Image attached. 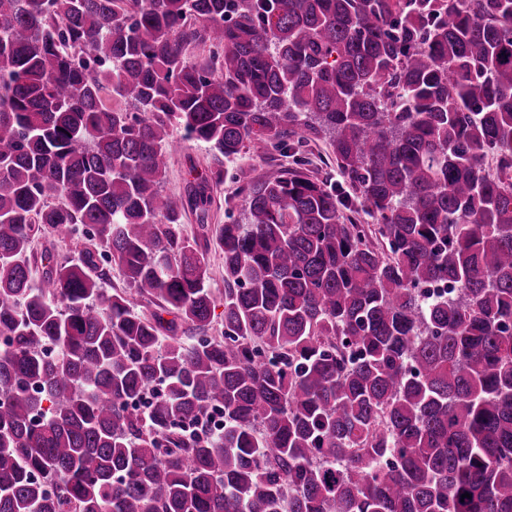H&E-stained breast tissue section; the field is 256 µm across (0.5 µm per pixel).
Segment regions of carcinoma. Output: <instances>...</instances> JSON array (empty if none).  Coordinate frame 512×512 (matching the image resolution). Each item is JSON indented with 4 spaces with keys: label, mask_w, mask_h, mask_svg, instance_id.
Instances as JSON below:
<instances>
[{
    "label": "carcinoma",
    "mask_w": 512,
    "mask_h": 512,
    "mask_svg": "<svg viewBox=\"0 0 512 512\" xmlns=\"http://www.w3.org/2000/svg\"><path fill=\"white\" fill-rule=\"evenodd\" d=\"M0 512H512V0H0ZM308 149V157L313 162L315 170L324 175L325 172L329 173V179L333 185H336V193L347 204L358 205L357 194L354 188L349 184L345 177H343L336 164L331 160L330 149L327 145L326 138H315L310 142ZM325 161V163L323 162ZM327 164V166H326ZM196 164L198 169L210 165L211 156L203 144L187 142L169 158L163 193L179 196L183 194L189 177L190 164ZM267 150L264 144L250 143L245 155L233 160L224 161V183L214 190V203L210 208L209 224H231L232 221L244 222V211L241 205V197L237 196L229 208L224 200L238 194L239 187L246 183L242 178L256 177L267 170L276 169L279 164L290 166L292 158L282 157ZM242 176L241 180L233 177Z\"/></svg>",
    "instance_id": "carcinoma-1"
}]
</instances>
